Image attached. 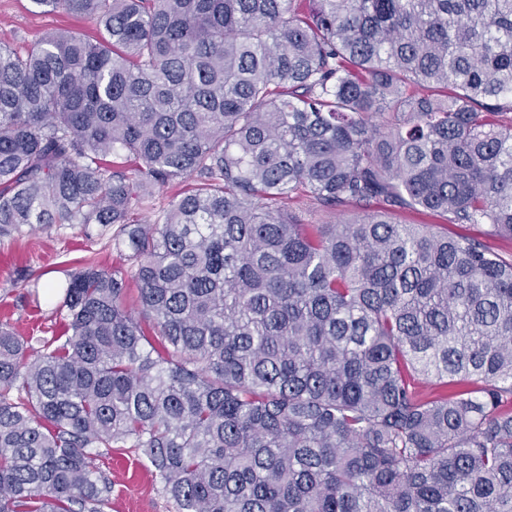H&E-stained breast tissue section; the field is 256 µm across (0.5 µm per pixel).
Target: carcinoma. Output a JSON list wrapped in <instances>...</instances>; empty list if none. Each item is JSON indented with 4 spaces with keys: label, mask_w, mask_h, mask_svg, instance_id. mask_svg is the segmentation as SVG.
<instances>
[{
    "label": "carcinoma",
    "mask_w": 512,
    "mask_h": 512,
    "mask_svg": "<svg viewBox=\"0 0 512 512\" xmlns=\"http://www.w3.org/2000/svg\"><path fill=\"white\" fill-rule=\"evenodd\" d=\"M31 2L103 37L0 42V238L124 265L0 324V512H104L102 448L178 512H512V0ZM188 183H173L165 185L161 188L156 187L152 196L148 199L143 207H138L134 211V217L138 220H146L155 218L163 210L169 208L170 203L181 194Z\"/></svg>",
    "instance_id": "1"
}]
</instances>
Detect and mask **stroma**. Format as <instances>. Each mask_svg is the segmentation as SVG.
I'll return each mask as SVG.
<instances>
[{"instance_id":"obj_1","label":"stroma","mask_w":512,"mask_h":512,"mask_svg":"<svg viewBox=\"0 0 512 512\" xmlns=\"http://www.w3.org/2000/svg\"><path fill=\"white\" fill-rule=\"evenodd\" d=\"M69 30L89 40L102 31L96 22L65 10L42 13L30 0H0V39L27 53L49 32ZM112 268L115 255L108 237L87 240L80 227L35 229L0 240V322L22 336L62 334L65 321L57 312L71 272L86 264ZM97 467L112 480L106 512H178L164 495L145 458L129 448L97 458Z\"/></svg>"}]
</instances>
